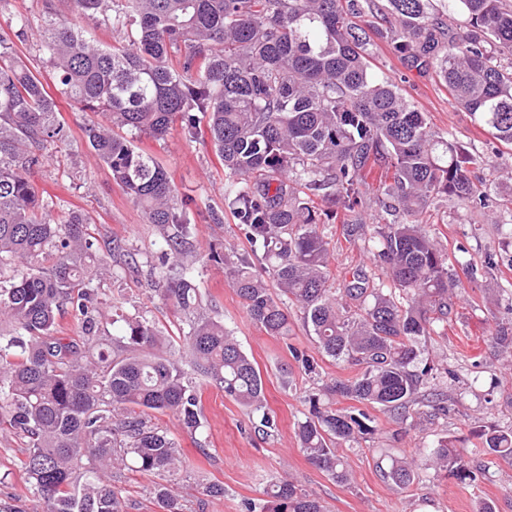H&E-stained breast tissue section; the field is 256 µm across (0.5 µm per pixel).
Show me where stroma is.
<instances>
[{
    "mask_svg": "<svg viewBox=\"0 0 512 512\" xmlns=\"http://www.w3.org/2000/svg\"><path fill=\"white\" fill-rule=\"evenodd\" d=\"M26 17L34 27L19 50L31 66L40 70L45 84L53 77L39 51L38 27L43 0H0V32L9 31L17 17ZM378 63L386 75L427 112L433 130L451 134L480 161L475 176L491 184L487 207L457 200L437 202L425 215V228L447 252L459 278L454 310L444 329L425 342V356L447 366L454 378L448 383L447 417L429 422L420 415L400 420L372 409L375 432L368 441L346 448L353 470L352 484L341 485L313 466L300 451L294 424L307 412L306 396L316 383L291 358L289 347L314 356L324 378H348L354 368L317 354L303 324L301 313L292 317L288 340L267 335L250 319L242 300L229 283L223 268L207 262L214 248H234L237 254L249 245L232 215L212 223L208 208L224 207V168L206 135L186 138L173 128L163 139L142 135L135 144L152 155L167 170L179 198L189 200L195 222L191 226L189 258L199 283L203 305L199 316L219 315L241 348L256 362L264 381L267 411L275 417L274 436L255 434L247 410L225 397L215 386L202 385L203 426L190 433L172 416L156 415L154 422L176 441L186 460L175 482L184 512H244L249 501L262 499L268 483L288 478L320 498L328 512H479L483 502L494 501L499 512H512V461L484 456V477L473 483L434 476L401 490L386 482L375 462L379 449L391 448L413 455L435 445L443 437L457 446L481 447V435L489 430L512 431V373L503 368L504 357L493 343L497 323L512 321V146L496 142L461 112L445 87L407 73L386 44H379ZM63 132L41 148L43 164L31 175L40 192L57 202L54 219L81 211L102 234L118 240L129 254L117 260L109 276L95 279L93 286L102 307L112 313L140 315L163 331L179 337L187 331L184 315L160 298L152 275L163 238L157 225L148 223L142 208L134 204L113 181L105 164L90 147L86 126L102 122L97 112L81 111L78 104L59 99ZM501 213L499 223H486L485 208ZM330 243L331 287H342L358 269L381 277L363 240L346 241L339 221L319 225ZM27 449L23 435L0 431V498L25 496V476L17 461ZM222 485L224 496L213 500L203 493L205 485Z\"/></svg>",
    "mask_w": 512,
    "mask_h": 512,
    "instance_id": "1",
    "label": "stroma"
}]
</instances>
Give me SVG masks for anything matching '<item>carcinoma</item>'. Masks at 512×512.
<instances>
[{"instance_id":"obj_1","label":"carcinoma","mask_w":512,"mask_h":512,"mask_svg":"<svg viewBox=\"0 0 512 512\" xmlns=\"http://www.w3.org/2000/svg\"><path fill=\"white\" fill-rule=\"evenodd\" d=\"M122 34L114 45L70 25L58 4ZM43 62L55 72L52 94L19 56L26 18L14 38L0 35V427L23 433L21 468L32 501L46 512H127L119 487L129 469L154 478L161 512H184L169 482L182 471L174 439L152 422L172 415L190 433L202 427L193 376L261 414L257 432L275 427L265 413L260 371L216 318L188 324L189 368L173 358L155 325L123 318L101 335L95 272L111 270L121 243L96 236L84 213L52 219L54 201L29 178L40 146L59 135L56 97L107 123L85 132L90 147L148 222L171 225L158 265L159 294L176 311L200 305V287L181 266L193 216L177 207L176 188L125 128L162 139L174 126L194 138L206 127L224 166V205L241 226L251 256L213 249L247 314L269 336L288 338L290 310L322 355L357 369L322 382L295 423L308 461L339 484L352 480L344 444L373 434L369 416L336 407L351 400L402 419L417 407L448 416V371L416 370L420 340L448 325L455 274L423 227V214L448 197L482 203L475 160L450 136L434 133L426 113L372 58L386 43L403 67L433 75L456 105L491 136L512 144V5L505 0H45ZM373 164L390 174L377 190L373 254L394 288L361 269L329 287V242L317 231L342 210L343 235L359 238L358 212ZM403 214L400 223L384 216ZM261 260L262 273L251 257ZM69 313L98 348L80 350L58 335ZM305 374L314 358L290 346ZM484 453L512 460V431L483 434ZM439 477L473 481L482 466L441 440L422 449ZM382 478L399 488L421 480L415 458L385 451ZM262 504L245 512H324L291 480H276Z\"/></svg>"}]
</instances>
